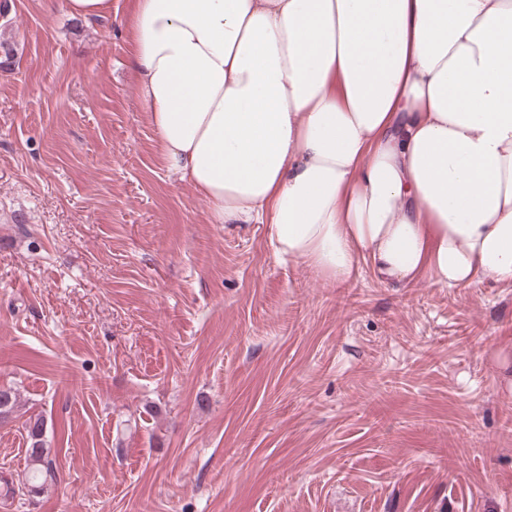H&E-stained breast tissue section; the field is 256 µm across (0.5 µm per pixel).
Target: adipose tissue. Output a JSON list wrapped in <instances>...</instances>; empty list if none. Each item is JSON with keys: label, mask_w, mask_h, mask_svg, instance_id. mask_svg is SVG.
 <instances>
[{"label": "adipose tissue", "mask_w": 512, "mask_h": 512, "mask_svg": "<svg viewBox=\"0 0 512 512\" xmlns=\"http://www.w3.org/2000/svg\"><path fill=\"white\" fill-rule=\"evenodd\" d=\"M133 40L212 223L336 284L512 286V0H135Z\"/></svg>", "instance_id": "1"}]
</instances>
